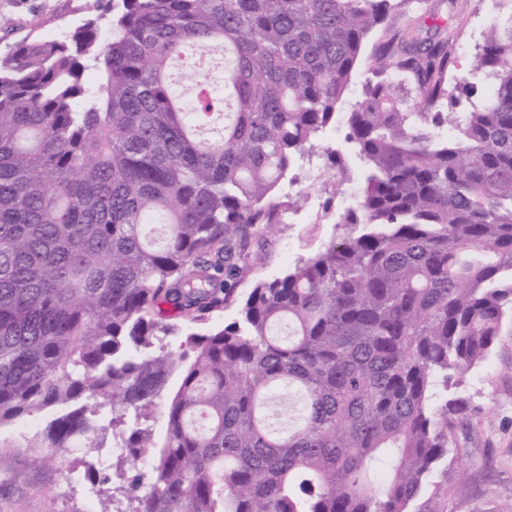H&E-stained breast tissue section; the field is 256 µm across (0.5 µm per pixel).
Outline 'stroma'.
I'll list each match as a JSON object with an SVG mask.
<instances>
[{
	"instance_id": "1",
	"label": "stroma",
	"mask_w": 512,
	"mask_h": 512,
	"mask_svg": "<svg viewBox=\"0 0 512 512\" xmlns=\"http://www.w3.org/2000/svg\"><path fill=\"white\" fill-rule=\"evenodd\" d=\"M512 10V0H456L455 8L441 6L439 15L455 28V64L449 85L473 79L471 63L484 36L501 14ZM107 25L106 0H0V57L10 54L25 40L66 36L87 20ZM476 80V79H473ZM483 93L493 83L476 80ZM318 154L299 161L294 183L283 184L286 193L307 192L298 224H277L267 247L268 258L238 285L236 304L216 314L214 321L228 324L238 317V302L256 282L287 273L298 260L317 252L332 238L343 235L340 216L345 198L358 181L360 164L350 160L344 175L324 172L322 148L345 149L344 133L335 127L320 133ZM457 397L468 406L467 418L453 430L460 455L448 466L447 483L452 490L447 512H502L512 504V328L503 329L486 365L469 371ZM48 417L31 418L28 430L12 428L0 435V450L10 455L11 466L0 471V512H83L85 501L96 489L83 469L63 475L52 465L39 462L38 449L27 441L40 432Z\"/></svg>"
}]
</instances>
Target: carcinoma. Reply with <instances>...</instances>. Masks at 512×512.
I'll use <instances>...</instances> for the list:
<instances>
[{"label":"carcinoma","instance_id":"1","mask_svg":"<svg viewBox=\"0 0 512 512\" xmlns=\"http://www.w3.org/2000/svg\"><path fill=\"white\" fill-rule=\"evenodd\" d=\"M413 2L118 0L0 58V428L51 411L32 447L64 471L87 449L93 484L112 429L147 458L128 512H445L448 391L512 326V12L473 58L482 98L448 91L436 8L397 24ZM363 60L350 152L325 149L362 163L348 232L211 324Z\"/></svg>","mask_w":512,"mask_h":512}]
</instances>
